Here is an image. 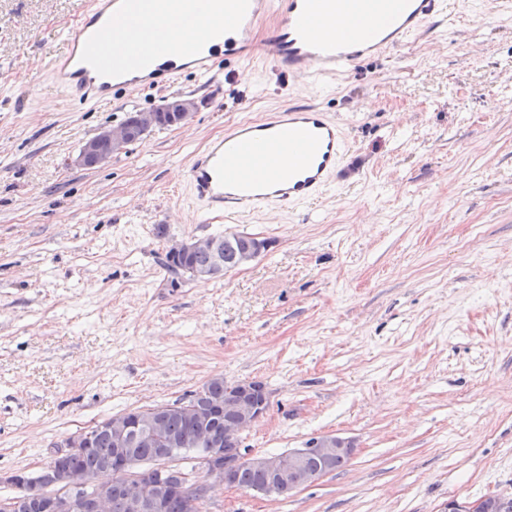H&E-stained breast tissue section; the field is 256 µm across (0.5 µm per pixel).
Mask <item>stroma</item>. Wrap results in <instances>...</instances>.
Segmentation results:
<instances>
[{
	"mask_svg": "<svg viewBox=\"0 0 512 512\" xmlns=\"http://www.w3.org/2000/svg\"><path fill=\"white\" fill-rule=\"evenodd\" d=\"M346 78L260 57L92 105L47 71L90 0H0V471L38 474L71 434L258 380L253 454L355 443L287 497L237 488L208 512H446L512 496V10L459 0ZM197 104L99 168L83 144L165 100ZM341 121L319 200L204 224L186 187L227 128L283 106ZM166 236L155 234L156 225ZM270 240L210 280L173 277L169 240Z\"/></svg>",
	"mask_w": 512,
	"mask_h": 512,
	"instance_id": "1",
	"label": "stroma"
}]
</instances>
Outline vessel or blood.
<instances>
[{"label":"vessel or blood","instance_id":"vessel-or-blood-1","mask_svg":"<svg viewBox=\"0 0 512 512\" xmlns=\"http://www.w3.org/2000/svg\"><path fill=\"white\" fill-rule=\"evenodd\" d=\"M119 2L93 0L89 13L68 33L69 55L50 68L55 82L79 103H92L136 85L116 70L95 81L73 58L79 46L107 44L112 30L109 9ZM447 8L446 0H225L223 12L212 17L222 43L206 54L171 43L169 52L179 57V64L158 69L152 79L173 82L186 67L206 76L218 59L251 58L255 22L265 14L279 17L266 45L275 66L298 76L333 77L348 73L362 60L404 46ZM319 23L329 26L328 35L316 32ZM345 149L343 128L329 113L290 106L226 130L222 139L195 156L186 179L205 224L227 214L283 211L318 198Z\"/></svg>","mask_w":512,"mask_h":512}]
</instances>
